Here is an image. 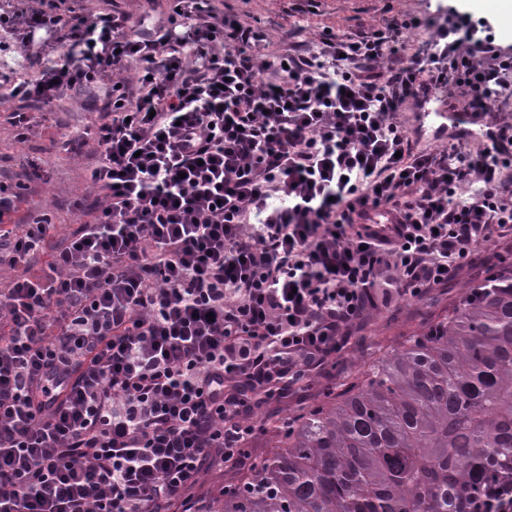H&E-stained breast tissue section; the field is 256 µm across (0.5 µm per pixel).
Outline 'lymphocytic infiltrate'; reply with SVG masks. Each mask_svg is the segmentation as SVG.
I'll return each instance as SVG.
<instances>
[{"label":"lymphocytic infiltrate","instance_id":"f902f5d3","mask_svg":"<svg viewBox=\"0 0 512 512\" xmlns=\"http://www.w3.org/2000/svg\"><path fill=\"white\" fill-rule=\"evenodd\" d=\"M63 2L0 8V42L41 66L13 96H107L76 139L98 158L91 222L52 245L46 218L7 227L19 195L0 183V512H213L196 487L253 466L267 400L512 236V123L471 155L396 119L433 83L485 114L512 54L454 7L395 67L407 20L280 53L209 0L145 36Z\"/></svg>","mask_w":512,"mask_h":512}]
</instances>
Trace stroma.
Segmentation results:
<instances>
[{"label": "stroma", "mask_w": 512, "mask_h": 512, "mask_svg": "<svg viewBox=\"0 0 512 512\" xmlns=\"http://www.w3.org/2000/svg\"><path fill=\"white\" fill-rule=\"evenodd\" d=\"M487 18L493 26L495 42L512 48V17L501 15L490 0H318L317 13H309L307 0H215L217 11L240 16L264 30L282 49L298 46L317 50L325 30L337 36H353L378 29L393 20L416 18L419 26L405 30L403 55H411L431 37L426 23L438 18L448 6ZM78 9L97 13L114 8L131 14L136 32L144 33L168 24L174 16L173 0H79ZM103 110L101 96L93 91H72L48 106L22 102L11 95L10 84L0 83V182L22 184L24 197L11 221L25 224L47 216L52 224L53 238H61L86 217L76 211L77 200L95 196L88 173L95 164L88 154L75 153L64 143L68 134L93 129ZM28 112L34 127L27 139H19L10 115ZM397 117L405 130L417 140L419 147L439 152L453 143L454 133H434L423 126L419 105L407 103ZM483 268L463 270L457 282L432 298L411 299L400 308L372 313L362 333L361 344L352 345L336 360L334 377L318 379L308 391V399L320 397L333 378L356 371L371 353L393 348V339L417 329L420 322L437 315L442 308L458 299L467 287L480 284Z\"/></svg>", "instance_id": "stroma-1"}]
</instances>
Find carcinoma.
Instances as JSON below:
<instances>
[{"label": "carcinoma", "instance_id": "cac0c4a2", "mask_svg": "<svg viewBox=\"0 0 512 512\" xmlns=\"http://www.w3.org/2000/svg\"><path fill=\"white\" fill-rule=\"evenodd\" d=\"M215 512H497L512 485V263L297 408Z\"/></svg>", "mask_w": 512, "mask_h": 512}]
</instances>
